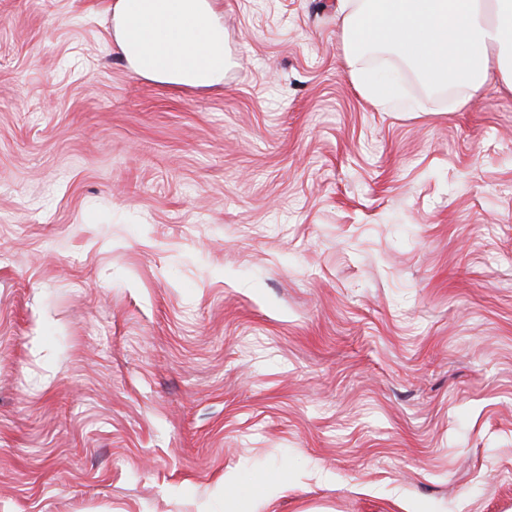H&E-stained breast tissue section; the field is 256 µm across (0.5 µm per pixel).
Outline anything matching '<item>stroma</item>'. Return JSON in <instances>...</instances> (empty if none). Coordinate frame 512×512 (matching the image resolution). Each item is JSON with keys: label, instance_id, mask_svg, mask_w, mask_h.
<instances>
[{"label": "stroma", "instance_id": "1", "mask_svg": "<svg viewBox=\"0 0 512 512\" xmlns=\"http://www.w3.org/2000/svg\"><path fill=\"white\" fill-rule=\"evenodd\" d=\"M110 4L0 0V512H512V91L337 0L163 83Z\"/></svg>", "mask_w": 512, "mask_h": 512}]
</instances>
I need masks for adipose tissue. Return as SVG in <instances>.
I'll list each match as a JSON object with an SVG mask.
<instances>
[{
  "label": "adipose tissue",
  "instance_id": "1",
  "mask_svg": "<svg viewBox=\"0 0 512 512\" xmlns=\"http://www.w3.org/2000/svg\"><path fill=\"white\" fill-rule=\"evenodd\" d=\"M347 57L385 47L429 83L454 75L478 92L489 70L512 90V0H339ZM115 41L137 74L209 86L224 80V26L210 0H116Z\"/></svg>",
  "mask_w": 512,
  "mask_h": 512
}]
</instances>
